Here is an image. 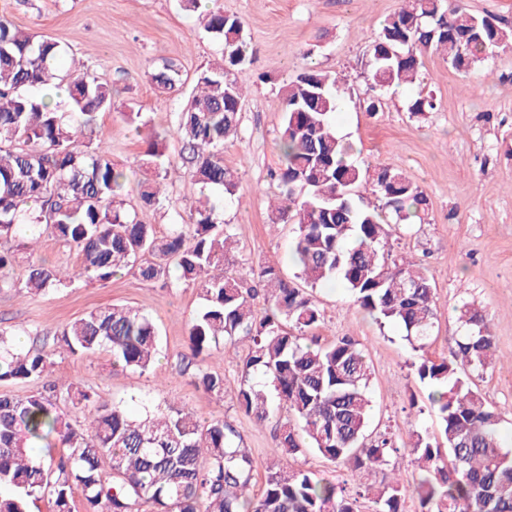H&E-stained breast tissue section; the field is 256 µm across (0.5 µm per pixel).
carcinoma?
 <instances>
[{"label":"carcinoma","instance_id":"1","mask_svg":"<svg viewBox=\"0 0 512 512\" xmlns=\"http://www.w3.org/2000/svg\"><path fill=\"white\" fill-rule=\"evenodd\" d=\"M201 19L230 61L198 75L173 135L199 191L219 190L231 202L240 182L224 166L223 148L238 135L254 50L239 17L214 6ZM508 38L461 0H403L369 45L366 111H379L385 89L415 83L424 53L439 52L459 70ZM59 57L55 41L0 14V239L11 243L0 249V292L41 295L71 284L73 275L36 262L24 278L12 276L18 252L46 230L76 249V276L88 281H107L125 268L154 281L177 268L186 284L201 287L206 301L189 326L191 355L205 349L225 355L247 341L240 406L259 424L288 414L279 422L273 456L313 451L354 472L357 490L274 461L266 467L262 492L252 496L255 461L224 421L202 422L173 405L136 417L121 405L99 402L77 382H51L23 397L0 394V512H29L38 498L48 499L52 512H73L76 489L85 512H359L365 496L375 512H400L408 492L421 512H512V453L501 445L502 416L475 383L495 352L475 304L460 307L464 334L451 357H422L416 365L445 447L426 432L411 433L418 477L409 491L391 467L400 452L397 437L384 430L365 445L372 370L358 343L342 336L321 345L313 335L324 323L317 301L273 266L260 267L249 283L229 273L233 234L215 207L196 211L188 224L171 225L163 239L136 210L125 208L127 171L105 150L81 141L96 114L112 110V87L80 63L60 74ZM151 79L161 94L181 92V72L170 62ZM61 82L66 112L32 93ZM347 90L315 63L280 88L282 161L275 178L282 192L270 205L274 223L296 226L298 279L312 288L340 282L356 306L380 323L399 326L420 349L437 320L434 288L415 262L393 258L388 239L393 226L426 210L428 200L399 170L371 171L351 161L353 143L338 137L333 125ZM435 109L433 94L422 89L408 106L414 115ZM145 156L156 181L141 187L139 201L150 208L162 204L159 179L170 158L158 138ZM365 189L375 204L364 203ZM259 298L267 303L262 315L255 310ZM58 346L78 357L108 349L114 366L142 373L153 368L160 337L147 315L119 305L88 311L36 351L17 347L13 333L1 327L0 382L43 379ZM192 377L205 392L223 395L224 376L203 368ZM63 405L88 411L87 426L71 422ZM58 444L65 448L59 454ZM388 469L389 481L370 482Z\"/></svg>","mask_w":512,"mask_h":512}]
</instances>
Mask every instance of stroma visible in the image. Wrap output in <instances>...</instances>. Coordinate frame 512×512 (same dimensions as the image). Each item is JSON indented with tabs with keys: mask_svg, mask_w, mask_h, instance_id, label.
Wrapping results in <instances>:
<instances>
[{
	"mask_svg": "<svg viewBox=\"0 0 512 512\" xmlns=\"http://www.w3.org/2000/svg\"><path fill=\"white\" fill-rule=\"evenodd\" d=\"M225 14L241 18L256 53L240 112V135L224 145V164L240 178L239 197L220 212L235 237L229 268L250 279L253 270L276 265L285 279L297 273L288 248L290 224L269 221V200L278 188L270 177L281 160L283 112L280 88L309 64L340 80L349 90L335 115L336 133L352 142L360 165L383 164L402 170L428 199L421 218L400 225L389 245L394 256L422 265L435 289L438 322L423 352H415L399 327L379 324L354 305L343 286L318 285L313 295L324 314L318 334L328 343L353 337L373 369L369 426L396 434L409 444L413 430L437 436V420L428 410V389L413 366L418 355L434 360L450 356L457 334V306L477 303L495 338L492 367L477 386L485 402L502 413L501 432L512 451V44L483 54L469 71L452 68L442 55L422 56L421 78L432 90L435 111L413 115L411 90L384 94L376 114L366 110L370 74L369 44L401 0H217ZM0 10L18 27L58 42L60 68L79 61L113 89V109L99 113L85 140L103 145L113 163L133 168L127 204L138 206L139 186L154 179L143 151L148 137L166 138L172 161L165 185L169 202L142 209L139 218L166 236L170 225L188 223L201 202L188 171L178 159L180 145L171 137L199 72L222 60L219 42L207 33L197 13L182 11L177 0H0ZM176 65L181 94H159L151 75L163 62ZM141 112V128L126 125L124 112ZM26 262L77 270L76 250L43 234ZM125 305L149 315L157 325L162 349L152 370L117 372L112 353L102 350L79 358L57 354L52 380L75 381L100 401L119 404L133 414L168 404L185 406L203 421L224 420L240 434L242 445L265 468L273 460L274 422L256 423L237 400L241 373L218 355L205 353L199 363L223 375L224 393L196 388L180 374L178 356L186 352L188 328L205 300L198 287L178 275L167 283L143 280L125 269L106 282L75 279L65 289L19 297L0 293V325L15 330L24 349L37 350L43 335L98 306Z\"/></svg>",
	"mask_w": 512,
	"mask_h": 512,
	"instance_id": "1",
	"label": "stroma"
}]
</instances>
